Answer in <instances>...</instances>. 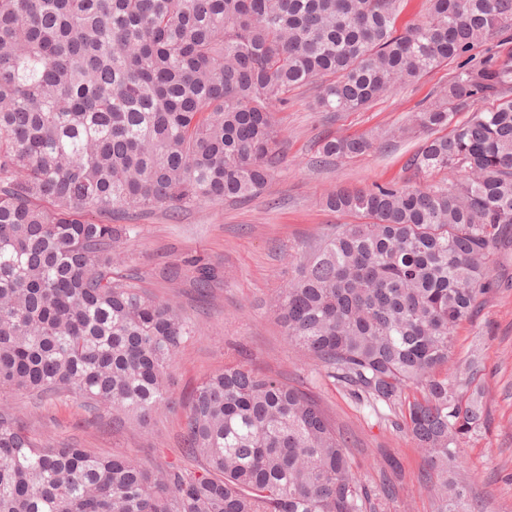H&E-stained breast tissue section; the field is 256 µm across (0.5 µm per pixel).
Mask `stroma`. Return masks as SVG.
Listing matches in <instances>:
<instances>
[{
  "instance_id": "stroma-1",
  "label": "stroma",
  "mask_w": 512,
  "mask_h": 512,
  "mask_svg": "<svg viewBox=\"0 0 512 512\" xmlns=\"http://www.w3.org/2000/svg\"><path fill=\"white\" fill-rule=\"evenodd\" d=\"M456 67V62H445L359 112H321L313 106L315 88L293 92L277 111L284 160L267 191L241 203L196 207L175 217L159 210L138 219L125 270L141 277L157 299L178 302L198 326L171 370L175 408L156 414L148 428L130 430L114 426L107 411L89 417L77 400L39 407L28 394L16 392L9 398L16 414L44 441L127 454L147 467L189 468L193 462L181 442L183 405L204 377L239 357L254 369L282 374L320 400L348 440L357 479L371 486L380 474L395 477L399 494L387 502L385 512H433L431 494L422 485L424 462L408 434L398 422L378 418L295 349L269 303L291 272L289 253L325 225L350 223V216L321 205L324 194L376 183H418L406 163L424 136L401 137L396 130L450 82ZM361 135L375 139L369 152L321 161L318 148L324 138ZM194 256L220 270L219 285L205 296L196 290L195 273L187 264ZM167 264L181 266L177 283L162 278ZM468 356L481 362L487 424L461 441L460 474L480 512H512V245L496 250L492 286L472 321L457 330L454 357Z\"/></svg>"
}]
</instances>
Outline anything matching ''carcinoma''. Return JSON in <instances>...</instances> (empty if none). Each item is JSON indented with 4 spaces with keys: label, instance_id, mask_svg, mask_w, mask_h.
<instances>
[{
    "label": "carcinoma",
    "instance_id": "cac0c4a2",
    "mask_svg": "<svg viewBox=\"0 0 512 512\" xmlns=\"http://www.w3.org/2000/svg\"><path fill=\"white\" fill-rule=\"evenodd\" d=\"M0 0V396L74 398L150 425L197 327L118 271L129 221L262 194L282 160L274 108L319 82L315 108L355 112L459 61L410 116L434 133L407 161L423 187L328 194L359 217L294 251L271 299L288 340L375 414L400 413L423 453L433 512H478L460 441L487 422L474 358L444 373L455 332L490 288L512 226V0ZM467 112L464 121L457 116ZM373 140L321 142L353 158ZM207 291L218 270L188 260ZM199 471L39 443L0 408V512H375L319 400L241 362L206 376L185 411ZM428 0H402L401 12L397 20V28L403 30L407 26L421 23L427 15Z\"/></svg>",
    "mask_w": 512,
    "mask_h": 512
}]
</instances>
